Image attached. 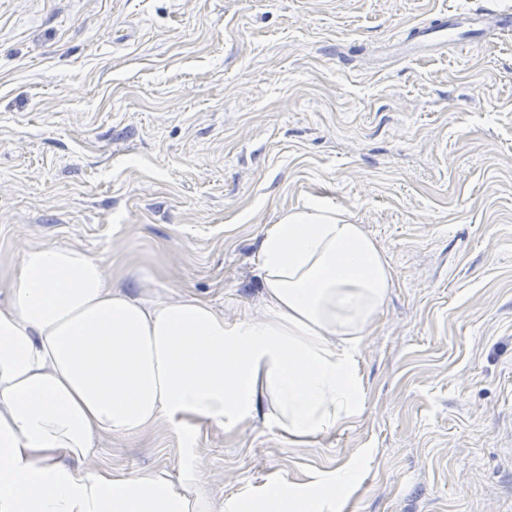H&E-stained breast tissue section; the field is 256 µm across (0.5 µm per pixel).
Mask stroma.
Instances as JSON below:
<instances>
[{"label": "stroma", "mask_w": 512, "mask_h": 512, "mask_svg": "<svg viewBox=\"0 0 512 512\" xmlns=\"http://www.w3.org/2000/svg\"><path fill=\"white\" fill-rule=\"evenodd\" d=\"M512 0H0V277L76 245L115 284L264 312L258 255L322 199L395 279L363 410L288 442L160 425L87 463L197 477L233 512L354 464L353 512H512V36L404 59L435 12Z\"/></svg>", "instance_id": "35a3bbf8"}]
</instances>
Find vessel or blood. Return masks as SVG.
Returning a JSON list of instances; mask_svg holds the SVG:
<instances>
[{"instance_id":"obj_1","label":"vessel or blood","mask_w":512,"mask_h":512,"mask_svg":"<svg viewBox=\"0 0 512 512\" xmlns=\"http://www.w3.org/2000/svg\"><path fill=\"white\" fill-rule=\"evenodd\" d=\"M512 34V13L446 10L438 17L416 26L413 37L403 45L401 54L414 56L418 51L448 44L469 46L482 40L485 33Z\"/></svg>"}]
</instances>
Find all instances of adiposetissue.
<instances>
[{"label":"adipose tissue","instance_id":"adipose-tissue-1","mask_svg":"<svg viewBox=\"0 0 512 512\" xmlns=\"http://www.w3.org/2000/svg\"><path fill=\"white\" fill-rule=\"evenodd\" d=\"M259 271L264 316L230 320L131 296L80 247L26 249L0 308V512H211L193 480L86 467L95 439L260 419L302 443L359 416L356 347L394 283L379 242L315 201L268 228ZM354 479L279 481L262 512H343Z\"/></svg>","mask_w":512,"mask_h":512}]
</instances>
